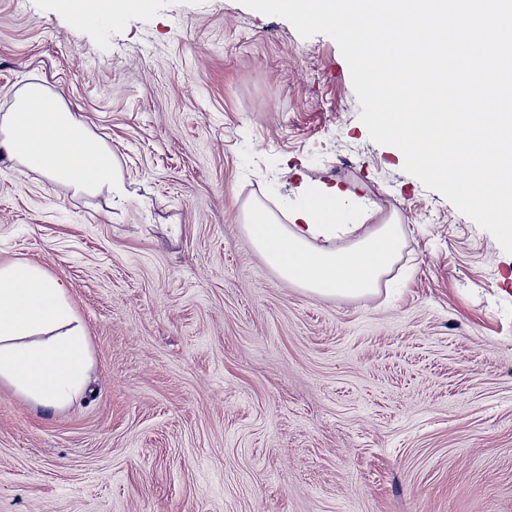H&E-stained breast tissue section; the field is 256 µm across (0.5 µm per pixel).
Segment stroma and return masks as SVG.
Returning <instances> with one entry per match:
<instances>
[{
  "mask_svg": "<svg viewBox=\"0 0 512 512\" xmlns=\"http://www.w3.org/2000/svg\"><path fill=\"white\" fill-rule=\"evenodd\" d=\"M36 79L127 194L0 158V262L88 334L64 406L0 382V512H512V255L370 139L331 37L238 0L91 26L0 0V115ZM322 183L402 225L377 294L313 296L246 234Z\"/></svg>",
  "mask_w": 512,
  "mask_h": 512,
  "instance_id": "1",
  "label": "stroma"
}]
</instances>
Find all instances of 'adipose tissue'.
<instances>
[{"label": "adipose tissue", "mask_w": 512, "mask_h": 512, "mask_svg": "<svg viewBox=\"0 0 512 512\" xmlns=\"http://www.w3.org/2000/svg\"><path fill=\"white\" fill-rule=\"evenodd\" d=\"M152 0H52L74 24L117 21L150 8ZM0 153L24 172L40 174L78 195L101 192L120 199L124 179L111 146L75 117L65 101L38 82L26 84L0 116ZM348 192L309 188L280 221L262 207L246 213V232L286 281L314 296L357 297L377 292L403 246L397 217L345 247L339 229L357 231ZM88 342L64 284L42 267L0 262V382L46 409L84 386Z\"/></svg>", "instance_id": "adipose-tissue-1"}]
</instances>
